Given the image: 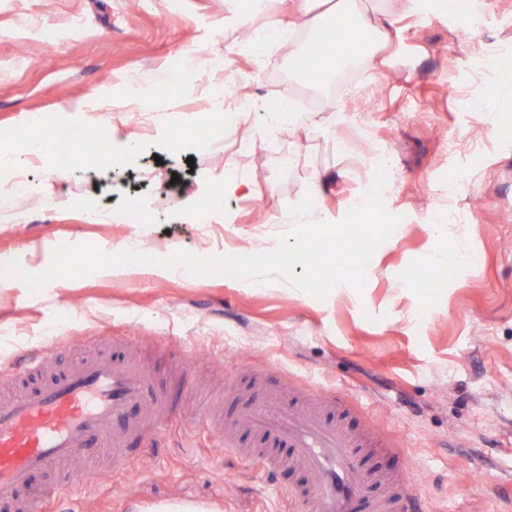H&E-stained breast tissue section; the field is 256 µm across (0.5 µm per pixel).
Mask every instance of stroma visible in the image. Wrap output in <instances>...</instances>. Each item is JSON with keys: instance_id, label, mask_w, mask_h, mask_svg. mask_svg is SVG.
<instances>
[{"instance_id": "stroma-1", "label": "stroma", "mask_w": 512, "mask_h": 512, "mask_svg": "<svg viewBox=\"0 0 512 512\" xmlns=\"http://www.w3.org/2000/svg\"><path fill=\"white\" fill-rule=\"evenodd\" d=\"M465 3L484 19L474 37L459 36L464 16L448 0H432L424 16L399 11L394 40L357 63L360 92L344 91L328 73L317 113L287 124L305 149L286 162L259 136L267 103L255 86L287 100L302 78L284 50H248L247 10L228 28L225 0H182L175 13L166 0H0V145L18 152L24 146L13 132L33 114L54 122L74 103L93 104L111 88L127 92L132 82L167 92L172 61H194L166 111H105L140 144L120 170L74 158L58 175L54 150L29 167L32 191L0 215V264L15 261L23 271L0 276V368L27 350L71 341L74 349L58 358L66 367L82 356L77 341L131 333L197 355L194 386L228 408L245 366L264 365L350 397L398 451L382 466L407 464L426 512H512V92L495 90L512 68V0ZM495 48V69L484 74ZM227 54L249 104L245 121L196 138L202 115L189 99L213 59ZM355 121L380 141L392 186L385 209L400 219L363 285L343 283L319 299L277 273L258 285L176 268L158 275L150 265L59 278L37 292L23 280L46 269L61 245L108 254L146 248L167 258L241 256L254 241L272 252L300 222L293 207L317 175L328 180L319 211L340 222L371 171L365 143L338 136ZM234 168L252 181L250 196L224 194ZM451 173L459 177L453 192ZM200 199L213 222L197 223ZM447 205L460 221L441 231L432 216ZM133 209L146 223H128ZM452 245L465 247L469 261L421 287ZM191 418L183 412L158 447H138L128 471L87 487L76 512L185 504L197 512H298L283 493L294 473L271 478L225 456L215 432L192 427Z\"/></svg>"}]
</instances>
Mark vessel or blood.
Instances as JSON below:
<instances>
[{"instance_id":"vessel-or-blood-1","label":"vessel or blood","mask_w":512,"mask_h":512,"mask_svg":"<svg viewBox=\"0 0 512 512\" xmlns=\"http://www.w3.org/2000/svg\"><path fill=\"white\" fill-rule=\"evenodd\" d=\"M140 339L98 336L84 341L81 362L50 379L41 374L56 352L32 349L0 382L26 381L24 392L0 402V512H57L60 501L81 495L98 478L94 459L107 455L113 469L131 462V439L158 437L181 414L189 394L196 418L210 420L208 402L188 381L162 377L155 361L162 347L140 351ZM354 405L313 386L285 383L264 370L240 393L219 441L267 472L295 466L302 482L289 488L301 512H420V496L407 469L377 468L382 443L343 421ZM55 473L34 491V473ZM385 486L377 498L369 485Z\"/></svg>"}]
</instances>
